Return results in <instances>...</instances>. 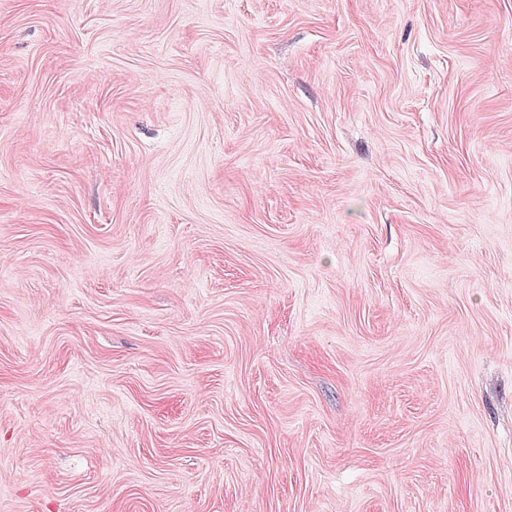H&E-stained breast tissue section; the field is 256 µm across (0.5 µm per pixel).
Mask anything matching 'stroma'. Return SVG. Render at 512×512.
<instances>
[{
	"label": "stroma",
	"mask_w": 512,
	"mask_h": 512,
	"mask_svg": "<svg viewBox=\"0 0 512 512\" xmlns=\"http://www.w3.org/2000/svg\"><path fill=\"white\" fill-rule=\"evenodd\" d=\"M0 512H512V0H0Z\"/></svg>",
	"instance_id": "1"
}]
</instances>
